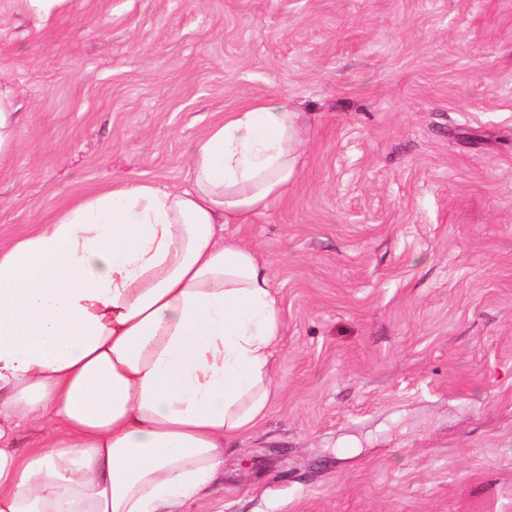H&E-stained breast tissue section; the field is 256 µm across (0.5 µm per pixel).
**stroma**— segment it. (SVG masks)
I'll return each instance as SVG.
<instances>
[{"label": "stroma", "mask_w": 512, "mask_h": 512, "mask_svg": "<svg viewBox=\"0 0 512 512\" xmlns=\"http://www.w3.org/2000/svg\"><path fill=\"white\" fill-rule=\"evenodd\" d=\"M21 120L0 243L288 97L278 399L182 512H512V0H63L0 11ZM15 11L36 14L43 20H48L63 0H5Z\"/></svg>", "instance_id": "35a3bbf8"}]
</instances>
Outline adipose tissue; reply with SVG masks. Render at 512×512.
<instances>
[{
  "mask_svg": "<svg viewBox=\"0 0 512 512\" xmlns=\"http://www.w3.org/2000/svg\"><path fill=\"white\" fill-rule=\"evenodd\" d=\"M299 120L247 105L194 144L190 188L116 183L0 246V512H179L266 417L281 309L224 227L287 196Z\"/></svg>",
  "mask_w": 512,
  "mask_h": 512,
  "instance_id": "1",
  "label": "adipose tissue"
}]
</instances>
